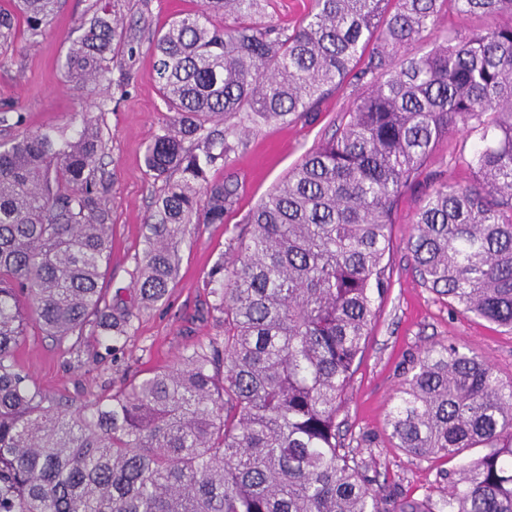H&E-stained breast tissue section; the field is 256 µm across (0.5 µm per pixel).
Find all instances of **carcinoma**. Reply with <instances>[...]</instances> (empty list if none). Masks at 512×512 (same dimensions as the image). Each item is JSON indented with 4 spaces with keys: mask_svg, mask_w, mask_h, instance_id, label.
Listing matches in <instances>:
<instances>
[{
    "mask_svg": "<svg viewBox=\"0 0 512 512\" xmlns=\"http://www.w3.org/2000/svg\"><path fill=\"white\" fill-rule=\"evenodd\" d=\"M0 48L41 35L60 0H10ZM269 0H200L153 39L170 112L148 146L164 183L133 274L151 305L174 287L191 224H222L237 183L208 176L242 136L310 111L363 63L341 124L248 214L234 257L207 274L224 344H197L83 409L47 397L16 361L27 325L76 351L115 350L133 314L105 300L103 137L89 117L0 141V512H512V382L448 343L413 361L389 415L420 460L486 452L441 473L448 495H398L366 474L338 421L389 288L390 227L436 143L473 139L472 181L420 199L407 249L421 284L512 332V0H314L292 32ZM483 17L421 53L441 14ZM123 20L101 8L62 69L107 80Z\"/></svg>",
    "mask_w": 512,
    "mask_h": 512,
    "instance_id": "1",
    "label": "carcinoma"
}]
</instances>
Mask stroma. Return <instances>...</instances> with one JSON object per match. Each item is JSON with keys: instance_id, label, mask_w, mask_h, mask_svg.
Segmentation results:
<instances>
[{"instance_id": "1", "label": "stroma", "mask_w": 512, "mask_h": 512, "mask_svg": "<svg viewBox=\"0 0 512 512\" xmlns=\"http://www.w3.org/2000/svg\"><path fill=\"white\" fill-rule=\"evenodd\" d=\"M107 1L125 20V43L110 65L106 89L79 90L66 81L59 62L81 20ZM197 6L198 0H61L41 36L33 39L16 31L12 45L0 52V109L14 107L31 131H73L87 115L100 127L105 142L103 201L110 215L111 250L102 287L109 302L133 311L134 332L112 353L94 336H86L76 356L31 326L16 351L20 366L45 394L75 409L112 395L128 373L170 366L199 343L223 342L222 316L207 311V272L218 260L231 259L234 237L251 209L341 123L363 90L356 79H348L321 98L313 112L262 127L245 138L229 161H217L209 177L237 183L234 206L223 223L190 225L179 248L174 288L165 299L142 305L132 279L144 248L148 206L161 189L149 178L143 155L161 134L166 115L151 38L175 13ZM470 147L460 133L442 138L418 185L399 201L386 256L390 288L371 324L339 415L346 446L368 464L370 476L416 498H439L448 489L441 471L459 468L462 462L422 461L392 445L388 415L413 358L435 343H453L488 362L501 380L512 381V332L451 309L421 284L406 248L418 202L431 190L434 177L470 182L469 170L457 162L459 153Z\"/></svg>"}]
</instances>
